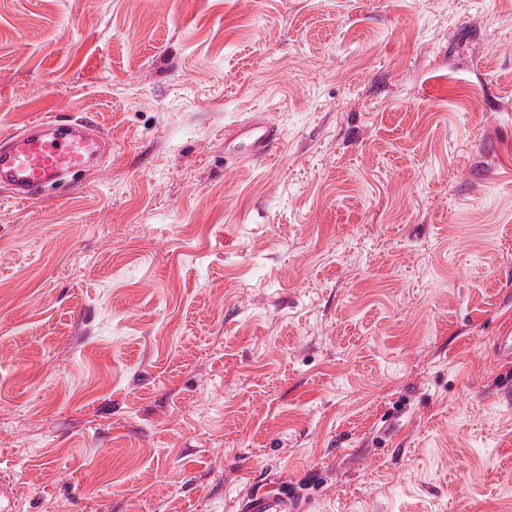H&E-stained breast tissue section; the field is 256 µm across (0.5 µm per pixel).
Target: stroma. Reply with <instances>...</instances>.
I'll return each mask as SVG.
<instances>
[{"label": "stroma", "instance_id": "1", "mask_svg": "<svg viewBox=\"0 0 512 512\" xmlns=\"http://www.w3.org/2000/svg\"><path fill=\"white\" fill-rule=\"evenodd\" d=\"M52 117L112 154L0 187L20 512H512V0H0V137ZM224 142H229L238 152L248 158L258 159L276 150L281 142L280 133L266 121L249 119L240 123L232 137L224 134ZM245 512H303V501L292 491L288 482L279 489L270 488L251 495L244 504Z\"/></svg>", "mask_w": 512, "mask_h": 512}]
</instances>
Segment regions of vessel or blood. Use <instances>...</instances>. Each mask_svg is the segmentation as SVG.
Instances as JSON below:
<instances>
[{
	"instance_id": "b4317fda",
	"label": "vessel or blood",
	"mask_w": 512,
	"mask_h": 512,
	"mask_svg": "<svg viewBox=\"0 0 512 512\" xmlns=\"http://www.w3.org/2000/svg\"><path fill=\"white\" fill-rule=\"evenodd\" d=\"M228 142L238 152L258 159L276 150L279 132L270 123L249 119L240 123ZM109 146L100 129L81 120H35L0 138V185L14 199L26 202L48 196L69 176L99 168ZM245 512H305L291 485L251 495Z\"/></svg>"
}]
</instances>
